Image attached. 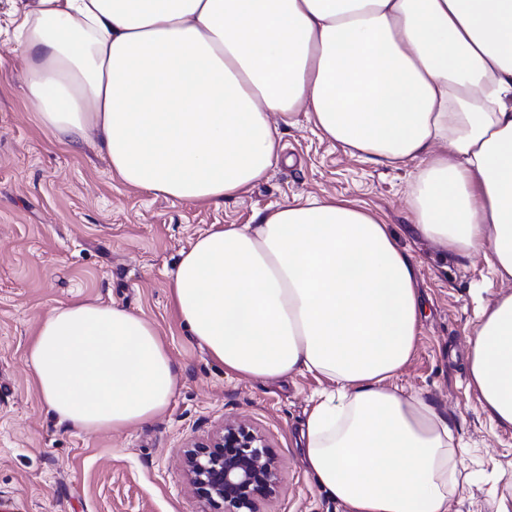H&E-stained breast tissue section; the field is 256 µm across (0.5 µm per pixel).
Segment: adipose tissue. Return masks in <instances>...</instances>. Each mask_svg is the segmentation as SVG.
<instances>
[{"instance_id":"adipose-tissue-1","label":"adipose tissue","mask_w":512,"mask_h":512,"mask_svg":"<svg viewBox=\"0 0 512 512\" xmlns=\"http://www.w3.org/2000/svg\"><path fill=\"white\" fill-rule=\"evenodd\" d=\"M11 24L45 132L95 138L123 183L220 203L303 119L363 162L415 165V233L512 284V0H22ZM169 288L228 372L328 381L304 459L343 512H449L452 428L393 384L424 317L418 265L376 215L313 196L212 225ZM467 355L483 413L512 428V291L479 307ZM28 363L52 416L84 431L152 420L180 381L155 324L99 301L53 308Z\"/></svg>"}]
</instances>
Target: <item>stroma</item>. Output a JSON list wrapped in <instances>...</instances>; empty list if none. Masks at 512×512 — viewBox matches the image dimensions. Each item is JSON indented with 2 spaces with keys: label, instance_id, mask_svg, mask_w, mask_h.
Returning a JSON list of instances; mask_svg holds the SVG:
<instances>
[{
  "label": "stroma",
  "instance_id": "35a3bbf8",
  "mask_svg": "<svg viewBox=\"0 0 512 512\" xmlns=\"http://www.w3.org/2000/svg\"><path fill=\"white\" fill-rule=\"evenodd\" d=\"M24 58L0 36V512H220L199 501L180 450L240 419L264 436L280 468L279 495L263 512H342L320 493L301 460L300 433L313 374L274 382L225 370L175 315L170 273L182 250L214 224H249L257 212L315 194L358 202L390 224L420 264L426 314L398 387L448 416L467 452L471 480L452 512H495L512 480V429L492 430L468 390V341L488 280L482 254L458 257L410 230L408 169L362 162L314 136L282 127L283 160L220 205L177 202L114 178L95 141L53 142L28 104ZM113 303L160 330L181 379L166 410L120 433L57 425L40 401L27 352L53 308Z\"/></svg>",
  "mask_w": 512,
  "mask_h": 512
}]
</instances>
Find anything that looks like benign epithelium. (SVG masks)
<instances>
[{
  "label": "benign epithelium",
  "mask_w": 512,
  "mask_h": 512,
  "mask_svg": "<svg viewBox=\"0 0 512 512\" xmlns=\"http://www.w3.org/2000/svg\"><path fill=\"white\" fill-rule=\"evenodd\" d=\"M193 494L224 512H260L279 494L278 465L265 439L249 424L230 420L203 442L182 452Z\"/></svg>",
  "instance_id": "1"
}]
</instances>
